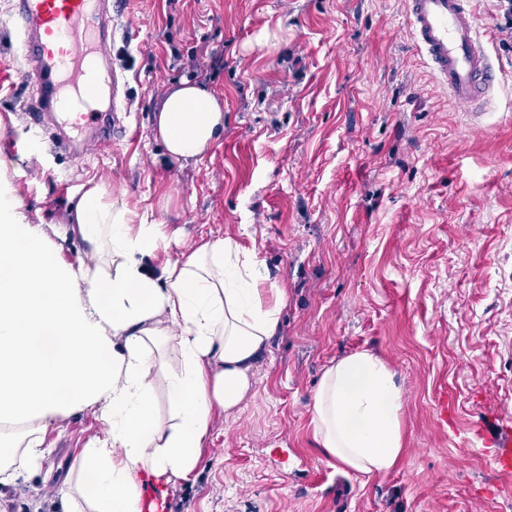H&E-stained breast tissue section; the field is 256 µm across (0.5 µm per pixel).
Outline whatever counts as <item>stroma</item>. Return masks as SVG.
I'll use <instances>...</instances> for the list:
<instances>
[{"label":"stroma","instance_id":"obj_1","mask_svg":"<svg viewBox=\"0 0 512 512\" xmlns=\"http://www.w3.org/2000/svg\"><path fill=\"white\" fill-rule=\"evenodd\" d=\"M472 5L497 72L477 119L416 52L406 0H125L112 45L125 131L73 156L31 121L13 4L0 0L5 181L60 257L89 260L61 228L72 197L102 180L179 230L171 256L231 237L286 290L252 397L214 418L197 474L163 485L160 512H512V477L466 436L479 421L512 426V47L498 0ZM185 80L223 96L224 140L177 165L153 115ZM361 350L404 395L403 454L368 480L325 457L311 422L323 370ZM99 430L87 411L49 427L52 453L8 512H55Z\"/></svg>","mask_w":512,"mask_h":512}]
</instances>
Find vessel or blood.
<instances>
[{
  "instance_id": "b4317fda",
  "label": "vessel or blood",
  "mask_w": 512,
  "mask_h": 512,
  "mask_svg": "<svg viewBox=\"0 0 512 512\" xmlns=\"http://www.w3.org/2000/svg\"><path fill=\"white\" fill-rule=\"evenodd\" d=\"M414 44L451 99L466 107L483 101L496 72L482 42L470 0H408ZM108 0H15V18L35 94L34 123L51 121L76 131L95 129L112 139L111 114L125 74L112 65ZM479 437L494 448L496 471L512 473V431Z\"/></svg>"
}]
</instances>
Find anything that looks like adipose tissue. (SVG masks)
Returning a JSON list of instances; mask_svg holds the SVG:
<instances>
[{
	"label": "adipose tissue",
	"instance_id": "ef3b65f1",
	"mask_svg": "<svg viewBox=\"0 0 512 512\" xmlns=\"http://www.w3.org/2000/svg\"><path fill=\"white\" fill-rule=\"evenodd\" d=\"M153 132L171 162L199 159L224 138V100L182 82L155 112ZM65 231L92 263L62 260L0 188V510L50 455L47 428L88 410L103 433L57 486L60 512H157L160 483L194 475L214 412L235 415L252 395L286 291L264 300L263 260L230 237L159 259L166 225L137 220L124 192L102 181L77 197ZM402 409L388 365L351 353L321 376L314 440L346 469L387 473L404 448Z\"/></svg>",
	"mask_w": 512,
	"mask_h": 512
}]
</instances>
